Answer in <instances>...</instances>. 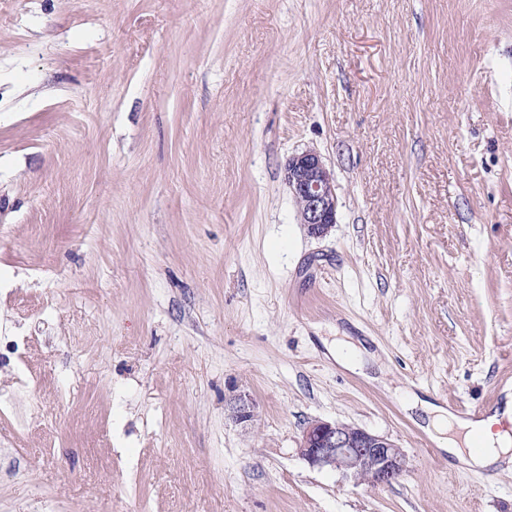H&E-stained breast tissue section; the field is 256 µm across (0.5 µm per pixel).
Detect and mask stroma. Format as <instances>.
I'll return each mask as SVG.
<instances>
[{
    "mask_svg": "<svg viewBox=\"0 0 512 512\" xmlns=\"http://www.w3.org/2000/svg\"><path fill=\"white\" fill-rule=\"evenodd\" d=\"M0 336V512H512L406 408L512 402V0H0ZM284 180L294 198L299 224L311 236L325 235L336 224L337 197L333 176L321 157L313 151L292 156ZM328 350L335 354L336 361L348 369L355 370L362 367V352L359 348L342 339L326 343ZM298 453L312 467L339 471L354 482L377 487L397 482L408 468L404 451L394 441L336 421H311Z\"/></svg>",
    "mask_w": 512,
    "mask_h": 512,
    "instance_id": "obj_1",
    "label": "stroma"
}]
</instances>
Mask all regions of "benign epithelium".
I'll return each mask as SVG.
<instances>
[{
	"mask_svg": "<svg viewBox=\"0 0 512 512\" xmlns=\"http://www.w3.org/2000/svg\"><path fill=\"white\" fill-rule=\"evenodd\" d=\"M284 180L294 198L299 223L314 237L336 224L334 179L321 157L305 151L288 159ZM235 421H255V404L246 395L235 398ZM299 455L317 468L338 471L343 477L372 486H390L407 471L404 451L389 438L336 421L314 420L303 431Z\"/></svg>",
	"mask_w": 512,
	"mask_h": 512,
	"instance_id": "7a95c632",
	"label": "benign epithelium"
}]
</instances>
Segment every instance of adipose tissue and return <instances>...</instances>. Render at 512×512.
Here are the masks:
<instances>
[{
	"label": "adipose tissue",
	"instance_id": "1",
	"mask_svg": "<svg viewBox=\"0 0 512 512\" xmlns=\"http://www.w3.org/2000/svg\"><path fill=\"white\" fill-rule=\"evenodd\" d=\"M412 406L422 412V429L461 463L484 468L512 454V432L500 426L502 419L512 420V406L479 423L460 419L426 401L414 400Z\"/></svg>",
	"mask_w": 512,
	"mask_h": 512
}]
</instances>
